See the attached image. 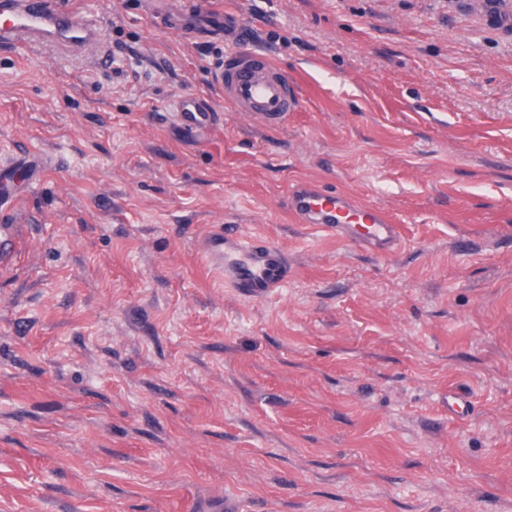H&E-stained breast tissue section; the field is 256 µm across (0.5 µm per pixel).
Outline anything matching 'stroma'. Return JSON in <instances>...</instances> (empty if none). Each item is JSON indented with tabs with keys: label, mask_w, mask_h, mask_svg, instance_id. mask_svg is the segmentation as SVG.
Masks as SVG:
<instances>
[{
	"label": "stroma",
	"mask_w": 512,
	"mask_h": 512,
	"mask_svg": "<svg viewBox=\"0 0 512 512\" xmlns=\"http://www.w3.org/2000/svg\"><path fill=\"white\" fill-rule=\"evenodd\" d=\"M105 62L0 47V164L51 159L0 225L10 512H512V10L499 0H214L301 94L233 111L220 39L148 0H74ZM208 96L220 126L172 130ZM315 181L389 212L381 254L289 216ZM218 224L281 248L247 300ZM469 413L448 414L449 390ZM173 125L182 135L190 138L208 133L219 121L213 102L194 94L179 95L173 104ZM201 257L224 283L251 298H264L288 279V257L276 246L250 240L233 226L221 227L201 248Z\"/></svg>",
	"instance_id": "1"
}]
</instances>
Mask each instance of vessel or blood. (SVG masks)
Instances as JSON below:
<instances>
[{
  "instance_id": "1",
  "label": "vessel or blood",
  "mask_w": 512,
  "mask_h": 512,
  "mask_svg": "<svg viewBox=\"0 0 512 512\" xmlns=\"http://www.w3.org/2000/svg\"><path fill=\"white\" fill-rule=\"evenodd\" d=\"M152 12L167 29L193 36L224 39L229 48L215 66L217 88L233 110L268 126L285 122L298 111L301 100L293 82L268 54L236 47L240 18L227 11L187 9L181 0H153ZM102 30L84 10L67 0H0V45L35 54L50 51L62 58L97 57ZM219 121L213 102L194 94L177 96L173 125L182 135L195 138ZM288 210L301 223L343 233L356 228V241L380 253L391 251L402 238V229L385 211L356 203L349 195L329 192L306 182L287 197ZM201 257L225 284L244 296L260 299L283 287L288 279V258L276 246L246 237L226 226L211 234Z\"/></svg>"
}]
</instances>
